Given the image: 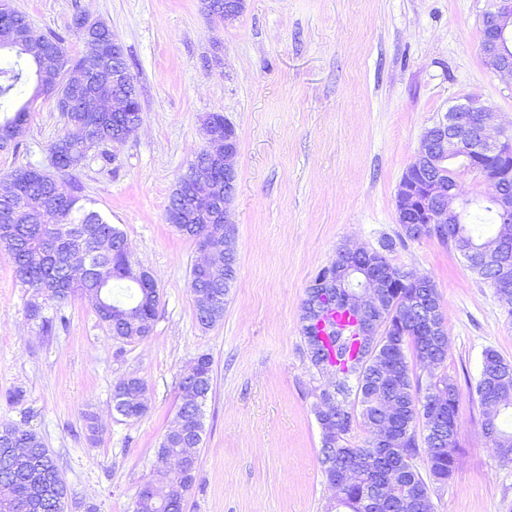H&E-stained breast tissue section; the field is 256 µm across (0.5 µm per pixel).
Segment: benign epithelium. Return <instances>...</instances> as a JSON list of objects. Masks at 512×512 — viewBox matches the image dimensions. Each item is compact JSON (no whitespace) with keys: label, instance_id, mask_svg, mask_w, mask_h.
Instances as JSON below:
<instances>
[{"label":"benign epithelium","instance_id":"7a95c632","mask_svg":"<svg viewBox=\"0 0 512 512\" xmlns=\"http://www.w3.org/2000/svg\"><path fill=\"white\" fill-rule=\"evenodd\" d=\"M246 0H224V10L211 16L224 21L243 14ZM26 41L41 54L42 60H51L55 78L43 86L45 95L55 96L56 84L66 83L75 93L76 100H66L59 107L64 118L73 112L83 113L84 122L72 127L81 134L85 151L96 147V140L89 136L86 123L109 110L108 92H117L121 85L136 87L130 69L124 67L115 49L104 40L97 42L99 65L93 70L66 69L55 55L44 51V39L28 32ZM481 52L486 65L494 72L512 78V0H493L481 22ZM495 118L494 110L476 99L467 98L448 108L443 119L426 128L420 138L419 148L410 167L420 171L424 186L406 173L401 178L396 192L397 222L417 224L421 234H435L441 227H448L450 219L459 218V195L448 188V169L443 163L453 157L467 160L469 171L482 184L494 187L489 195L496 206L498 223L512 227V134L501 133L492 138L488 129ZM136 120L121 125H112V146L124 144L138 129ZM209 164H195L186 170L193 186L190 209L206 210L216 205L224 210V227H212L198 233V248L208 259L194 264L196 273L210 272L209 257L220 248L224 254L234 253L231 241L234 236L230 205L236 193L238 181V138L229 123H224V135L205 132ZM468 260L488 266L499 278L497 296L507 305L512 302V252L508 242H503L491 253H475L468 247L460 248ZM377 261L355 265L347 261H334L329 287L354 288L355 306L363 318L384 309L385 288L390 281L406 277L399 268L390 267L377 272ZM127 277L141 287L153 282L152 272L143 266H131Z\"/></svg>","mask_w":512,"mask_h":512}]
</instances>
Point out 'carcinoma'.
Segmentation results:
<instances>
[{"mask_svg":"<svg viewBox=\"0 0 512 512\" xmlns=\"http://www.w3.org/2000/svg\"><path fill=\"white\" fill-rule=\"evenodd\" d=\"M37 64L33 56L10 52L0 65V150L19 145L24 134L30 106L24 103L12 112L7 108L24 93L28 85L39 92L34 80ZM57 156L55 170L70 174L82 166V144L76 136L65 134L49 146ZM25 199L29 205L52 202V208L35 221L17 211L16 203ZM479 222L458 225V236L436 239L443 244L468 240L476 247H491L498 236L511 232L496 222L495 209L479 204ZM421 237L416 224H402L397 239H386L380 249L392 252L396 243ZM0 245L9 252L21 283L33 296L64 302L81 297L94 308L118 340L128 343L149 336L142 324L153 327L159 306V292L139 288L124 270L131 262L132 250L124 232L108 223L100 213L88 209L81 197L58 190L54 174L28 167L11 175L9 187L0 193ZM71 251L84 252L94 261L111 269L105 286L93 276L80 282L65 280L62 261ZM328 268L320 269L306 289L301 303V333L306 354L313 368L334 379L336 413L325 416L315 405L314 414L321 430L320 464L327 481L336 489L335 512H431L430 485L448 480L457 463L460 433V391L448 376L422 380L410 364L424 368L430 359L441 363L448 354L445 335L429 336L424 330L417 306L429 297L437 305L438 324L444 325V310L432 279L425 285L406 281L388 290V309L381 318L374 346L363 336V322L356 310L333 296L322 297L314 288L326 281ZM236 278V258L224 260V269L208 284L190 281L195 315L204 327L213 326L201 305L212 289L228 295ZM337 312L354 322L355 330L344 333L329 314ZM189 369L199 377L201 399L212 387V359L207 354L196 357ZM475 391L482 407L481 430H486L490 406L500 397L512 394V360L488 347L482 352L481 368ZM113 410L118 415L137 420L150 407L145 382L129 377L114 387ZM176 418L195 431L194 444L173 438L157 453L190 454L191 471L182 475L158 467L155 476L139 490L133 512H183L186 495L197 476L199 448L203 443L202 406L180 405ZM391 421L395 428L384 447L368 441L364 448L347 445V436L359 424L370 430L378 422ZM499 436L512 440V402L501 404L494 420ZM0 443L22 448L31 461V470L18 469L6 454H0V502L9 501L6 512H64L68 489L60 479L59 469L39 435L10 424L0 425ZM425 455L426 473L415 464Z\"/></svg>","mask_w":512,"mask_h":512,"instance_id":"obj_1","label":"carcinoma"}]
</instances>
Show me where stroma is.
<instances>
[{"mask_svg": "<svg viewBox=\"0 0 512 512\" xmlns=\"http://www.w3.org/2000/svg\"><path fill=\"white\" fill-rule=\"evenodd\" d=\"M489 0H247L214 20L199 0H16L35 34L55 32L70 57L84 43L75 13L104 22L137 81L141 124L112 160L101 148L60 178L65 193L125 233L154 275L160 303L150 336L112 337L91 305L31 298L0 246V424L35 431L69 487L65 512H132L157 467L180 404L179 381L212 359L197 479L184 512H330L319 463L314 391L326 386L300 335V307L341 246L395 237V196L425 128L466 98L512 124V79L480 54ZM223 114L239 142L232 203L236 278L214 326L199 325L189 288L201 254L166 219L178 177L205 148L204 119ZM69 130L54 100L33 106L17 150L0 151V185L17 168L50 169L49 145ZM400 269L431 277L442 298L448 356L434 376L460 390L455 470L433 485V512H512V462L481 433L473 387L485 348L512 360V316L453 248L432 237L397 246ZM65 323H58L57 314ZM53 320L52 329L42 327ZM149 389L148 413L128 420L112 391L128 377ZM25 393L22 404L4 399ZM92 409L99 438L82 413Z\"/></svg>", "mask_w": 512, "mask_h": 512, "instance_id": "1", "label": "stroma"}]
</instances>
